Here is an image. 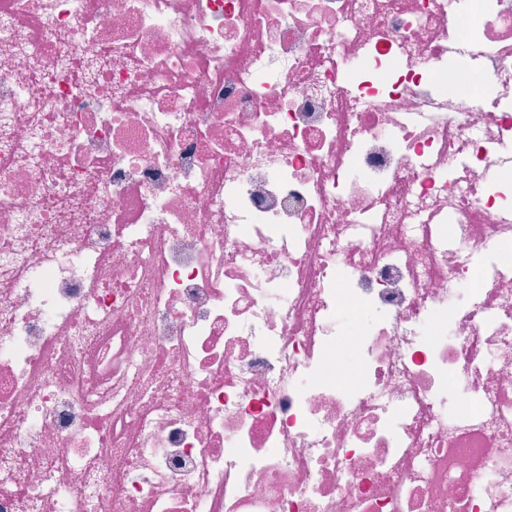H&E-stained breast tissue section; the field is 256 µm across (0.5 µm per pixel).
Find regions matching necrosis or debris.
Segmentation results:
<instances>
[{
  "mask_svg": "<svg viewBox=\"0 0 512 512\" xmlns=\"http://www.w3.org/2000/svg\"><path fill=\"white\" fill-rule=\"evenodd\" d=\"M512 0H0V512H512Z\"/></svg>",
  "mask_w": 512,
  "mask_h": 512,
  "instance_id": "necrosis-or-debris-1",
  "label": "necrosis or debris"
}]
</instances>
